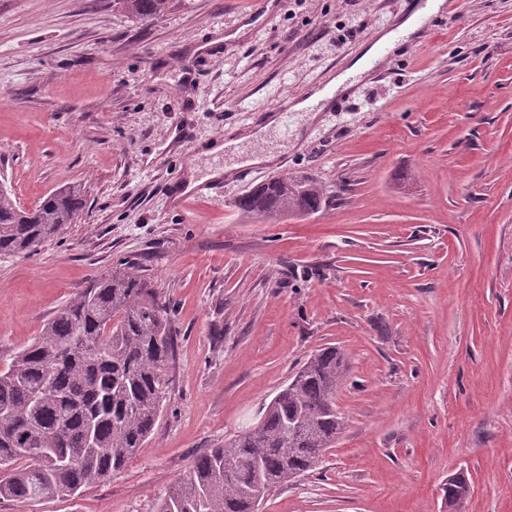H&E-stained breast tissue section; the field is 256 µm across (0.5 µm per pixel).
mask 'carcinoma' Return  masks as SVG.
<instances>
[{"label":"carcinoma","mask_w":512,"mask_h":512,"mask_svg":"<svg viewBox=\"0 0 512 512\" xmlns=\"http://www.w3.org/2000/svg\"><path fill=\"white\" fill-rule=\"evenodd\" d=\"M150 20L172 0H121ZM326 189L286 175L239 202L265 221L318 212ZM86 208L78 185L32 209L0 191V256L30 254L58 237ZM170 302L138 266L92 279L65 301L29 345L0 367V497L39 503L72 496L124 469L152 435L173 357ZM348 373L343 353H313L261 411L258 421L198 456L159 512H259L280 484L313 469L344 428L336 392ZM444 504L470 494L462 476L441 487Z\"/></svg>","instance_id":"carcinoma-1"}]
</instances>
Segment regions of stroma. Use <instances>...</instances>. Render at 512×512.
I'll use <instances>...</instances> for the list:
<instances>
[{
    "label": "stroma",
    "instance_id": "obj_1",
    "mask_svg": "<svg viewBox=\"0 0 512 512\" xmlns=\"http://www.w3.org/2000/svg\"><path fill=\"white\" fill-rule=\"evenodd\" d=\"M409 0H0V181L21 206L81 186L80 222L0 258V360L122 260L174 305L154 434L79 494L0 512H158L194 460L255 419L316 350L340 348L345 427L261 512H512V0H446L428 30L304 123L243 149L273 165L173 195L230 165L213 140L325 86L412 14ZM318 180L326 206L267 224L238 200ZM123 8L140 20H150L164 13L172 0H121ZM442 491V502L448 508L452 506V504L459 505L463 502L464 499H467L470 494V485L467 480L462 476L451 477L447 480V482L443 483L440 488Z\"/></svg>",
    "mask_w": 512,
    "mask_h": 512
}]
</instances>
